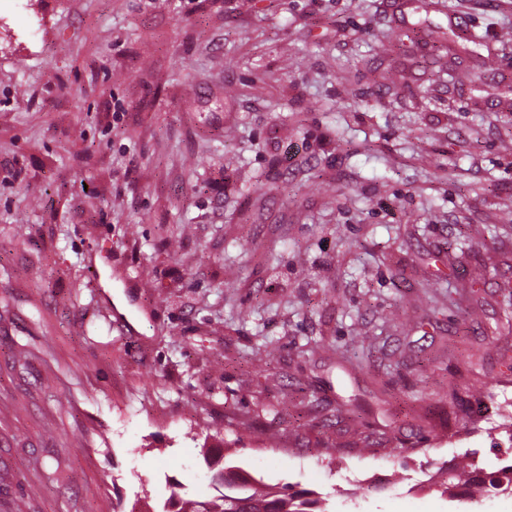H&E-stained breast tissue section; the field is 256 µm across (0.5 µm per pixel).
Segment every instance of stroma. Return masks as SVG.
<instances>
[{
    "instance_id": "obj_1",
    "label": "stroma",
    "mask_w": 512,
    "mask_h": 512,
    "mask_svg": "<svg viewBox=\"0 0 512 512\" xmlns=\"http://www.w3.org/2000/svg\"><path fill=\"white\" fill-rule=\"evenodd\" d=\"M511 411L512 0L0 6V512L208 498L213 434L329 512H512L424 482Z\"/></svg>"
}]
</instances>
